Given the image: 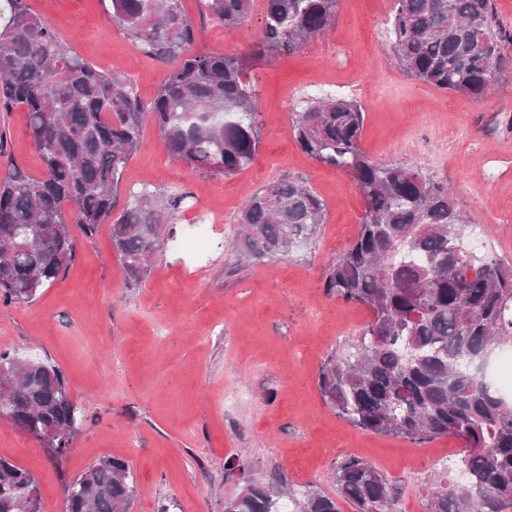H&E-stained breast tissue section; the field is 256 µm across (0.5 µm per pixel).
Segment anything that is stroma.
Wrapping results in <instances>:
<instances>
[{
    "label": "stroma",
    "instance_id": "obj_1",
    "mask_svg": "<svg viewBox=\"0 0 512 512\" xmlns=\"http://www.w3.org/2000/svg\"><path fill=\"white\" fill-rule=\"evenodd\" d=\"M83 60L132 81L150 103L176 60L160 62L112 21V0H27ZM266 0L229 32L182 7L197 50L243 53L258 39ZM394 0H339L324 35L292 53L252 61L261 143L233 176L171 161L152 121L119 191L185 192L202 248L166 249L146 279H126L111 227L69 230L76 257L29 303L0 304V352L35 354L59 367L86 415L64 456L6 421L0 456L36 477L42 512H65L64 482L103 457L128 462L130 512H224L235 492L226 465L295 493L335 495L328 475L354 456L398 490L397 512H425V489L463 449L452 436L412 443L359 429L323 399L319 375L372 314L326 295L323 274L354 240L363 201L352 178L298 146L293 121L306 100L355 95L365 112L361 146L381 163L410 162L448 184L472 218L463 243L512 267V44L509 64L481 101L409 77L385 37ZM0 143L33 176L42 166L24 110L0 112ZM306 180L327 211L317 241L273 259L240 261L232 248L245 198L282 178Z\"/></svg>",
    "mask_w": 512,
    "mask_h": 512
}]
</instances>
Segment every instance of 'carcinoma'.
<instances>
[{"label":"carcinoma","instance_id":"obj_1","mask_svg":"<svg viewBox=\"0 0 512 512\" xmlns=\"http://www.w3.org/2000/svg\"><path fill=\"white\" fill-rule=\"evenodd\" d=\"M226 30L247 19L251 0H200ZM339 0H267L265 26L249 55L294 51L335 23ZM112 22L151 56L179 64L145 108L133 84L83 61L26 0H0V112L23 108L43 173L7 163L0 178V303H28L76 257L69 225L92 233L112 224L125 276L142 280L176 240L188 195L142 190L114 214L122 176L149 115L170 157L205 173L231 176L260 145L257 98L246 58L194 52L199 31L181 0H112ZM395 64L432 87L481 100L504 64L505 31L495 0H395L387 28ZM365 121L354 99L315 98L297 113L300 149L350 173L363 200L354 241L323 275L326 293L372 312L350 348L328 358L324 400L356 427L419 441L452 435L464 444L459 468L426 490V512L512 509V398L475 366L512 347V267L465 252L468 218L448 188L422 169L379 163L361 148ZM75 208L68 210L67 203ZM326 221L305 182L266 185L245 201L235 249L274 258L315 242ZM0 421L34 435L55 455L85 426L63 371L0 352ZM241 489L224 512H339L334 498L274 491L236 465ZM332 479L356 512H395L394 487L372 465L349 457ZM66 512H129L136 493L129 465L103 458L65 485ZM41 503L33 473L0 457V512Z\"/></svg>","mask_w":512,"mask_h":512}]
</instances>
